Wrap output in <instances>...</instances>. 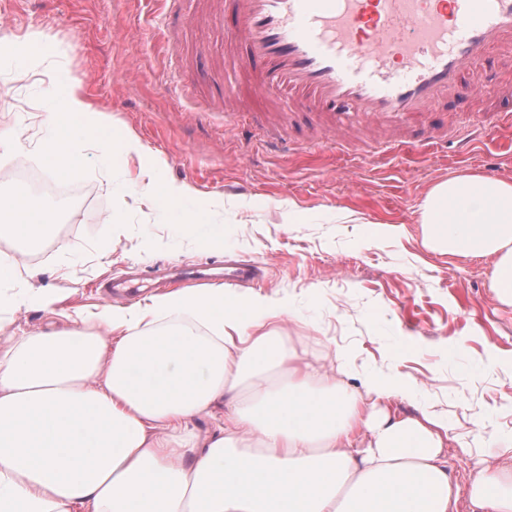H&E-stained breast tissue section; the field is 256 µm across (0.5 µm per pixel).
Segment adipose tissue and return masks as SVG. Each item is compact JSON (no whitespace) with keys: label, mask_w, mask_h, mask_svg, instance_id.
Listing matches in <instances>:
<instances>
[{"label":"adipose tissue","mask_w":512,"mask_h":512,"mask_svg":"<svg viewBox=\"0 0 512 512\" xmlns=\"http://www.w3.org/2000/svg\"><path fill=\"white\" fill-rule=\"evenodd\" d=\"M37 146L57 173L80 169L70 135L109 116L77 83H52ZM53 210L24 191L0 196V233L37 250ZM423 247L492 261L512 305V178L434 183L420 207ZM0 261V306L53 308L54 291ZM287 300L189 288L146 305H105L0 350V512H512V461L474 462L466 489L448 475V429L399 414L397 387L350 364L316 365L286 342ZM223 407L208 432L197 420Z\"/></svg>","instance_id":"obj_1"}]
</instances>
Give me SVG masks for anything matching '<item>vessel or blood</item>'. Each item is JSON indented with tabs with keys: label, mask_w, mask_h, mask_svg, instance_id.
<instances>
[{
	"label": "vessel or blood",
	"mask_w": 512,
	"mask_h": 512,
	"mask_svg": "<svg viewBox=\"0 0 512 512\" xmlns=\"http://www.w3.org/2000/svg\"><path fill=\"white\" fill-rule=\"evenodd\" d=\"M228 31L246 50L225 95L249 74L256 95L311 101L327 131L388 129L397 147L446 145L445 102L474 118L459 147L479 141L485 79L512 64V0H224ZM251 263L203 268L193 281L241 286Z\"/></svg>",
	"instance_id": "1"
}]
</instances>
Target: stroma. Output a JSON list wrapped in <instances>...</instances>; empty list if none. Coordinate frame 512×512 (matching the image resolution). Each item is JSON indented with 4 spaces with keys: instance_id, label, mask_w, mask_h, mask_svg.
<instances>
[{
    "instance_id": "stroma-1",
    "label": "stroma",
    "mask_w": 512,
    "mask_h": 512,
    "mask_svg": "<svg viewBox=\"0 0 512 512\" xmlns=\"http://www.w3.org/2000/svg\"><path fill=\"white\" fill-rule=\"evenodd\" d=\"M0 29L23 40L42 32L54 52L40 64L0 55V126L22 127L30 148L0 157V195L20 189L22 165L54 178L35 145L46 128L32 116L50 106L47 88L65 77L114 119L106 135L139 137L162 159V182L184 184L186 211L212 201L193 231L162 202L138 194V160L75 146L82 204L65 208L26 255L36 288L60 297L53 311H0V348L24 333L71 324L102 299L97 283L131 271L148 278L168 267L220 262L232 253L261 263L255 292L287 298L283 326L292 348L328 365L337 350L353 361L346 384L365 374L404 384L392 406L427 410L448 426L450 472L466 486L474 460L512 441V306L490 287V260L448 258L420 244V206L436 181L463 172L512 177V136L491 129L468 154L388 149L387 132H348L343 148L289 142L325 137L305 114L273 148L262 132L231 127L224 110V61L231 44L215 0H0ZM28 76L16 80L18 71ZM119 221L108 224L109 214ZM218 227L221 246L207 237ZM398 234H389V227Z\"/></svg>"
}]
</instances>
